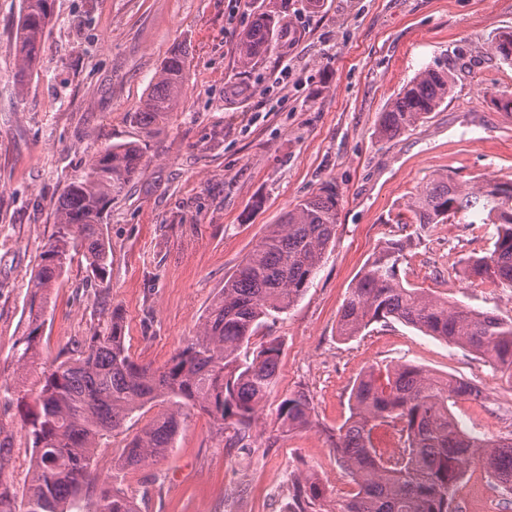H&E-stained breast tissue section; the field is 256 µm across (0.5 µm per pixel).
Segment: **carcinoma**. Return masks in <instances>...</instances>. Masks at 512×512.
I'll use <instances>...</instances> for the list:
<instances>
[{
  "label": "carcinoma",
  "mask_w": 512,
  "mask_h": 512,
  "mask_svg": "<svg viewBox=\"0 0 512 512\" xmlns=\"http://www.w3.org/2000/svg\"><path fill=\"white\" fill-rule=\"evenodd\" d=\"M54 0H23L13 43L25 85L38 63L40 44L53 19ZM279 0H267L239 37L238 55L248 64L274 43H290L280 20ZM495 54L512 65V31L496 39ZM186 50H170L135 112L139 125L156 130L182 102ZM448 66H427L403 87L382 113L379 134L394 138L435 111L448 98ZM144 153L136 142L99 151L87 170L69 183L55 209V230L43 245L31 277L27 326L14 352L18 369L28 370L40 355L42 328L51 288L81 256L97 286L108 284L110 251L102 224L112 200L142 173ZM414 223L424 229L454 218L492 224V249L471 255L465 276L512 288V179L486 177L472 191L448 179L432 178L411 203ZM338 195L329 187L300 201L281 223L267 226L211 301L195 335L161 367L137 363L129 354L119 310L108 312L105 330L69 342L31 388L0 384V401L36 394L39 410L22 424L32 455L23 491L0 482V512H72L88 483L101 441L146 406L163 405L125 445L121 470L133 471L166 458L190 405L234 437L246 434L275 384L282 344L268 340L251 358L243 348L267 319L287 312L306 292L328 247L336 238ZM410 238L387 240L373 253L349 288L337 322L342 339L358 336L374 322L395 321L448 344L464 347L512 378V320L472 309L409 285L400 275ZM479 386L440 379L405 365L393 371L364 372L354 384L351 413L336 435L338 460L354 485L341 512H455L454 492L464 470L480 460L493 485L512 494V443L464 431L450 406L482 400ZM279 416L290 430L310 422L304 394L283 400ZM396 430L403 445L388 450L374 443L375 430ZM326 490L317 478L296 476L289 512H313ZM91 512H138L114 487Z\"/></svg>",
  "instance_id": "obj_1"
}]
</instances>
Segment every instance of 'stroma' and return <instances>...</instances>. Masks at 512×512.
Masks as SVG:
<instances>
[{
    "label": "stroma",
    "instance_id": "1",
    "mask_svg": "<svg viewBox=\"0 0 512 512\" xmlns=\"http://www.w3.org/2000/svg\"><path fill=\"white\" fill-rule=\"evenodd\" d=\"M262 0H55L54 21L25 87L11 46L21 0H0V382L21 384L13 353L26 326L27 288L54 229L66 186L108 146L139 143L146 165L112 202L103 233L112 251L110 286L90 284L73 264L46 310L40 373L72 339L123 316L125 344L141 364L164 365L194 335L224 280L268 225L301 200L335 188L336 238L306 293L250 340L283 352L276 382L242 445H229L204 415L191 413L167 458L133 472L118 468L137 432L115 431L95 456L81 501L91 508L120 487L139 512H285L292 479L312 473L326 495L315 512H340L352 488L336 434L350 415L360 374L412 364L476 384L479 402L451 412L469 433L512 440V379L468 349L398 323H375L343 341L337 321L372 253L412 238L401 268L410 284L475 310L512 319V288L471 282L465 258L492 245L493 225L452 221L418 232L408 204L444 175L470 187L512 178V115L491 99L512 95V66L493 54L512 30V0H286L294 33L250 65L237 42ZM185 47L180 106L149 133L132 120L164 58ZM448 64L445 102L398 137L379 134L381 115L423 67ZM228 85L245 94H225ZM308 396L310 423L290 430L281 402ZM34 399L0 402V427L15 437L0 481L22 487L31 455L20 437ZM481 462L455 489L459 512H478L494 494Z\"/></svg>",
    "mask_w": 512,
    "mask_h": 512
}]
</instances>
